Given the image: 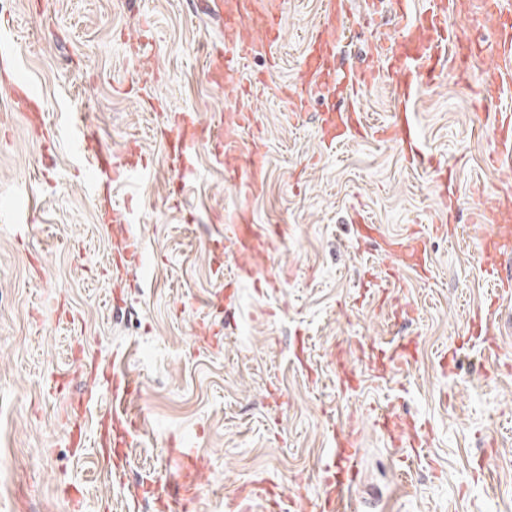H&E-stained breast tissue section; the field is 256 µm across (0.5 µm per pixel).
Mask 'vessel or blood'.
I'll return each instance as SVG.
<instances>
[{"label":"vessel or blood","mask_w":512,"mask_h":512,"mask_svg":"<svg viewBox=\"0 0 512 512\" xmlns=\"http://www.w3.org/2000/svg\"><path fill=\"white\" fill-rule=\"evenodd\" d=\"M251 0H206L208 16L222 21L226 41L233 51L221 55L218 64L209 69L208 77H232L240 68L241 49L250 44L254 34H261L267 46H276L283 26L282 11H270L264 17H253ZM480 8L491 22L495 34V53L498 66L492 70L480 92V116L492 128L499 147L491 156L494 166L512 167V111L498 107L501 92L512 88V0H391V8L402 29L394 39L378 37L375 46L376 66L365 67L361 73H336L333 61L336 48L344 33L347 0H323L322 21L311 33L309 50L299 67L297 82L303 91L323 86L337 96L340 104L332 108L324 121L322 142L333 148L354 133H364L380 140L399 139L405 147L408 161L422 169H434L432 157L418 147V130L412 105L422 84L433 83L450 72L458 57L470 53L474 46L468 31L459 24L473 8ZM391 80V94L395 108L393 121L377 126L365 124L357 100L362 89L380 77ZM4 87L15 109L33 129H41L44 118L36 91L28 84L5 80ZM174 134L168 139L165 164L172 176L182 177L189 170V158L200 144L199 125L194 115L176 114L172 120ZM210 139L224 152L225 180L247 196L257 195L267 174L266 155L258 147L243 145L239 139L213 130ZM80 149L88 159L93 173H105L108 155L98 150L93 133H83ZM479 221L497 223L496 240H483L481 246L490 256H498L512 248V195L503 194L497 209H483ZM229 230L238 244L240 266L258 264L265 260L270 243L264 229L253 224L246 209L237 210L230 218ZM360 239L383 241L387 252L401 258L417 269H424L427 241L424 238L382 240L380 226L359 229ZM116 254L122 266H138L143 262L142 248L126 226H118ZM110 391L112 405L104 417L123 433L124 444L134 442L144 424L143 415L134 413L132 405L142 394L141 384L124 374H113ZM378 425L391 438L394 446L412 448L421 455L428 441L414 422L396 414L378 416ZM355 435L352 429L338 430L337 446L344 449V464L339 472L343 480L355 482L358 474V456L353 449ZM195 451L180 447L169 451V463L179 473V480L156 479L146 484V491L167 499L172 512H193L197 499L196 480L189 473ZM288 495L295 512H352L353 500L341 496L312 498L304 484L292 486Z\"/></svg>","instance_id":"1"}]
</instances>
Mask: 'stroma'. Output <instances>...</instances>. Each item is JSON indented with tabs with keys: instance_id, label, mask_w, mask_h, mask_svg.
Returning <instances> with one entry per match:
<instances>
[{
	"instance_id": "stroma-1",
	"label": "stroma",
	"mask_w": 512,
	"mask_h": 512,
	"mask_svg": "<svg viewBox=\"0 0 512 512\" xmlns=\"http://www.w3.org/2000/svg\"><path fill=\"white\" fill-rule=\"evenodd\" d=\"M321 7L288 0L278 64L245 56L238 82L264 83L241 98L203 73L208 51L222 45L203 0H11L0 11V40L45 100L56 141L54 165L43 169L39 144L0 90V211L24 197L33 204L32 223H0V512H72L67 482L84 512H135L133 481L160 474L175 440L210 461L195 512H239L233 493L247 480L283 490L301 481L318 495L333 433L354 418L358 512H512V282L492 300L480 248L492 228L473 220L512 172L489 165L495 135L470 90L445 77L422 86L413 113L421 150L453 176L447 235L431 233L444 213L434 173L411 167L394 143L323 148L326 93L309 92L296 120L281 93ZM345 26L340 71L370 60L361 0H350ZM240 111L254 113L268 151L259 195L227 184L204 145L185 180L171 177L170 116L192 112L212 125ZM86 129L115 165L132 139L148 162L139 178L102 183L104 209L89 195L92 173L78 148ZM241 208L278 231L252 275L236 271L224 230ZM110 210L149 260L124 270L118 297ZM358 213L390 236L428 233V278L379 244L356 242ZM388 266L399 314L368 284L369 271ZM477 312L495 333L494 351L466 333ZM407 340L414 360L385 377L360 358L361 346ZM78 344L101 369L114 349H127L121 369L144 385V432L127 451L125 480L92 445L109 389L79 419L70 415L87 381L71 356ZM385 410L425 423L424 465L400 472V450L374 424ZM76 422L87 440L78 453L68 445Z\"/></svg>"
}]
</instances>
